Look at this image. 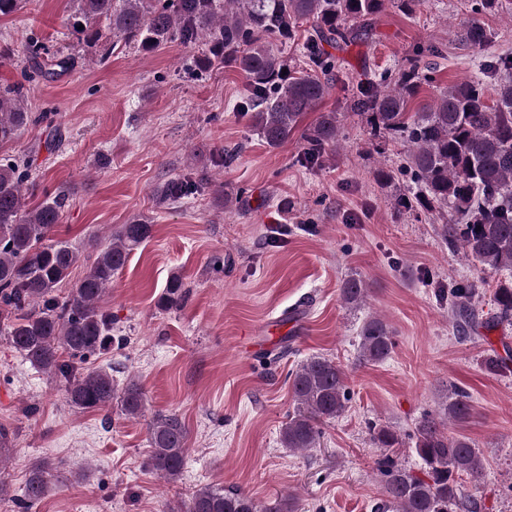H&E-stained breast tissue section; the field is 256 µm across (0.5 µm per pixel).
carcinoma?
I'll return each mask as SVG.
<instances>
[{"mask_svg":"<svg viewBox=\"0 0 512 512\" xmlns=\"http://www.w3.org/2000/svg\"><path fill=\"white\" fill-rule=\"evenodd\" d=\"M70 34L79 42L95 43L107 30L112 36L150 52L179 42L204 43L195 67L208 71L231 66L245 74L247 95L239 105L270 147L288 141L303 115L315 109L333 88L335 68L323 55L324 40L352 43L365 36L388 0H70ZM310 24L300 38L299 25ZM84 29H78V26ZM460 41L483 49L491 41L475 24L459 33ZM303 40L308 68L288 65L281 45ZM31 65L21 79L0 88V148L38 118L25 105L27 84L37 77L61 74L74 64L70 58L48 56L39 42L28 47ZM498 74L495 98L487 103L478 75L441 89L430 104L407 111L409 98L422 82L431 80V67L409 58L397 74L383 71L357 86L353 106L371 126L407 147L400 170L411 174L412 195L396 205H420L450 215L444 224L448 245L461 248L483 271L512 275V60L498 58L487 65ZM340 121L334 112L322 113L303 130V152L297 162L314 166L336 147ZM28 166L0 158V307L7 315L6 335L12 347L42 371L65 383L67 401L82 410L112 408L138 418L145 408L142 388L135 382L118 391L112 375L102 368L78 370L75 362L112 349V315L103 298L114 277L126 266L133 250L153 231L148 217L137 216L121 226L86 267L68 295L56 288L69 280L81 260L79 251L54 238L68 203L62 192L47 193L35 208L25 209L23 185ZM207 187L204 179L174 178L162 188L159 202L195 195ZM186 285L173 274L161 298L165 308L180 305ZM475 288L458 283L450 292L449 308L461 331L475 319ZM368 288L360 278L343 282L341 300L347 307L367 302ZM494 311L488 322L512 323V282L499 283L493 293ZM360 357L385 361L393 352L391 331L372 315L359 331ZM347 375L330 358L312 356L291 373L293 411L281 428L286 448L317 447L321 425L340 417L347 408ZM473 405L462 387L448 389L444 417L452 423L470 419ZM188 429L175 413L159 415L149 426L152 448L149 466L167 481L178 479L187 451ZM371 439L384 449L399 443L386 426H373ZM414 452L421 474L399 466L389 454L378 460L384 477L383 498L372 512H477V503L464 496L459 479L478 480L483 464L475 444L452 436L445 422L426 415L413 429ZM56 467L45 461L35 466L20 488L26 510L46 498L59 483ZM185 512H297L293 497L264 507L241 491L205 486L198 489Z\"/></svg>","mask_w":512,"mask_h":512,"instance_id":"carcinoma-1","label":"carcinoma"}]
</instances>
